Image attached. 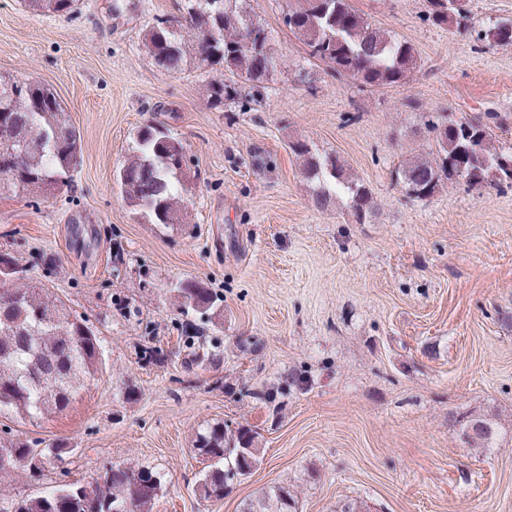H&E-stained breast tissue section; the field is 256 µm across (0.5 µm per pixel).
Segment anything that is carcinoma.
I'll return each mask as SVG.
<instances>
[{
	"mask_svg": "<svg viewBox=\"0 0 512 512\" xmlns=\"http://www.w3.org/2000/svg\"><path fill=\"white\" fill-rule=\"evenodd\" d=\"M76 0H23L45 14L67 13ZM469 0H429L425 20L443 28L467 18ZM283 23L305 44L309 56L332 75L370 87L404 85L417 70L415 48L374 25L350 0H298L288 6ZM490 46H512V29L501 23L476 31ZM145 52L167 71L178 74L191 65L220 67L219 77L204 85L216 104L243 99L242 87L263 95L264 82L281 65L270 47L263 21L224 0L220 11L202 8L176 18L160 17L143 36ZM0 196L48 197L72 182L78 165L79 133L54 89L34 79L0 74ZM424 125L433 133L435 156L413 155L399 165L397 176L406 194L425 200L453 178L471 187L487 182L512 188V151L493 146L491 126L481 120L456 119L427 112ZM288 148L305 177L315 183L312 203L325 209L345 201L354 221L365 224L378 204L369 187L355 179L338 157L319 154L305 141ZM188 163L182 140L170 129L151 123L133 136L115 182L128 207L148 222L167 227L187 223L183 194ZM16 299L0 322V415L35 418L63 411L73 395L102 364L100 340L93 324L42 281L30 276L13 253L0 251V296ZM172 307L189 324L210 314L222 324L220 294L196 280L171 285ZM494 424L480 416L467 420V439L490 442ZM194 450L202 464L196 492L205 500H222L229 490L224 473L246 476L262 462L258 433L224 422L196 433ZM74 453L66 443L44 448L0 436V503L3 512H152L166 475L150 465L129 461L87 482L61 483L37 495L14 494L19 476L37 478ZM242 512H300L299 499L286 484L261 489Z\"/></svg>",
	"mask_w": 512,
	"mask_h": 512,
	"instance_id": "obj_1",
	"label": "carcinoma"
}]
</instances>
